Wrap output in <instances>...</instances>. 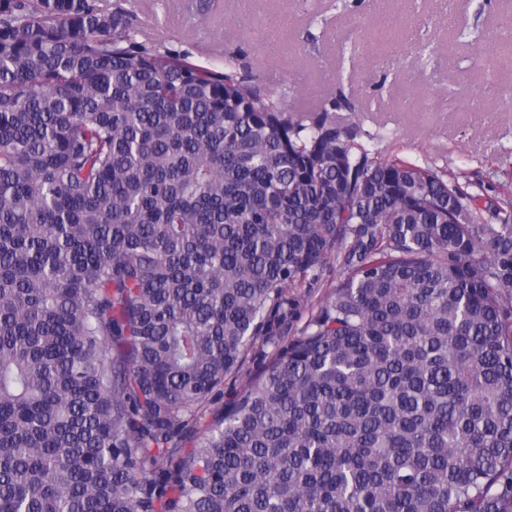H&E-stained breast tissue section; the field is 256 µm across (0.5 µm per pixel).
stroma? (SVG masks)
<instances>
[{
    "instance_id": "obj_1",
    "label": "stroma",
    "mask_w": 512,
    "mask_h": 512,
    "mask_svg": "<svg viewBox=\"0 0 512 512\" xmlns=\"http://www.w3.org/2000/svg\"><path fill=\"white\" fill-rule=\"evenodd\" d=\"M381 159L512 186V0H107Z\"/></svg>"
}]
</instances>
